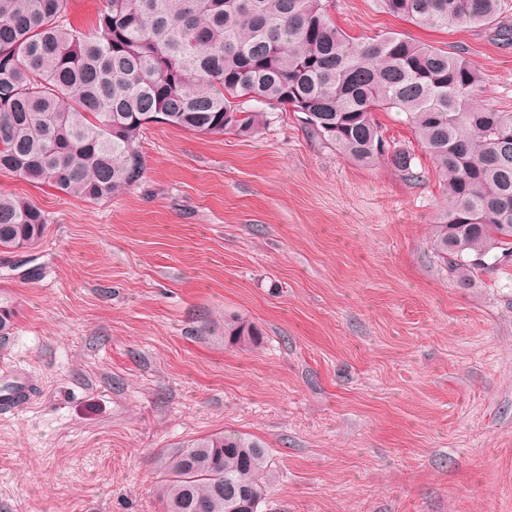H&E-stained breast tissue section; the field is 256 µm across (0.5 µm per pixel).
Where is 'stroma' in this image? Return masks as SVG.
<instances>
[{"mask_svg": "<svg viewBox=\"0 0 512 512\" xmlns=\"http://www.w3.org/2000/svg\"><path fill=\"white\" fill-rule=\"evenodd\" d=\"M330 11L355 38L463 53L512 112V41L379 0ZM375 118L419 180L279 109L253 139L150 125L141 181L107 201L0 173L48 218L0 253V379L36 386L0 416V512H164L163 453L225 430L268 450L259 512H512V261L462 281L437 258L443 182L396 113ZM237 320L257 347L225 341Z\"/></svg>", "mask_w": 512, "mask_h": 512, "instance_id": "1", "label": "stroma"}]
</instances>
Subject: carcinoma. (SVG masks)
I'll return each instance as SVG.
<instances>
[{
	"mask_svg": "<svg viewBox=\"0 0 512 512\" xmlns=\"http://www.w3.org/2000/svg\"><path fill=\"white\" fill-rule=\"evenodd\" d=\"M69 0H0V172L90 202L144 174L151 123L194 135L251 138L268 113L292 110L348 158L388 160L416 180L411 153L384 139L377 112L405 116L441 175L447 205L433 246L461 279L493 250L512 257V112L475 104L480 71L463 56L400 33L356 42L329 0H103L90 33ZM422 26L474 25L512 35L500 0H380ZM47 224L27 199L0 192V252L35 244ZM16 318L0 293V336ZM241 348L261 332L234 321ZM267 450L235 432L196 437L165 458L164 512H258Z\"/></svg>",
	"mask_w": 512,
	"mask_h": 512,
	"instance_id": "1",
	"label": "carcinoma"
}]
</instances>
